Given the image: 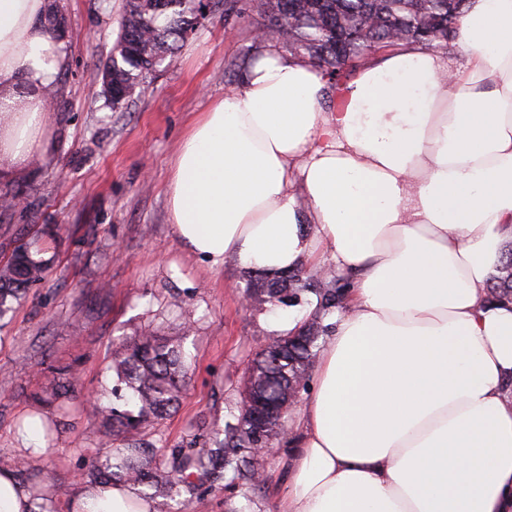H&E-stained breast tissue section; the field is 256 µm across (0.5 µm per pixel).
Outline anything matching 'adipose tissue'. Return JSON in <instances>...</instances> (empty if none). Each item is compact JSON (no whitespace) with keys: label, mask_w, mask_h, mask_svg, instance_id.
<instances>
[{"label":"adipose tissue","mask_w":512,"mask_h":512,"mask_svg":"<svg viewBox=\"0 0 512 512\" xmlns=\"http://www.w3.org/2000/svg\"><path fill=\"white\" fill-rule=\"evenodd\" d=\"M45 7L0 0L7 160L45 145L37 91L63 64ZM455 44L376 55L333 88L266 44L176 156L169 221L188 254L349 283L289 431L281 512H512V303L488 296L512 241V0H469ZM73 505L156 512L124 483Z\"/></svg>","instance_id":"adipose-tissue-1"}]
</instances>
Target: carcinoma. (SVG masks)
<instances>
[{
    "mask_svg": "<svg viewBox=\"0 0 512 512\" xmlns=\"http://www.w3.org/2000/svg\"><path fill=\"white\" fill-rule=\"evenodd\" d=\"M467 2L293 0L289 17L285 15L288 0H250V8L260 17L259 29L271 33L289 53L322 67L337 84L350 78L356 64L368 62L380 50L413 43L448 49ZM198 11V0H124L121 30L113 47L116 57L103 63L110 86L97 93L105 106L118 108L141 89L147 76L172 65L199 23ZM41 22L54 36H61L58 0H50ZM49 264L48 259L34 258L31 242L24 240L0 261V319L44 279ZM277 285L316 297V309L302 322L299 334L272 337L273 345L252 359L253 388L266 401L282 405L288 391L306 388L327 332L323 317L340 307L346 284L336 277L319 281L303 268L278 277L255 270L247 293L261 304L273 305L280 301ZM489 295L512 300V244L505 249ZM189 368L182 343L154 333L112 351L108 371L115 378L111 389L115 401L96 404L90 411L101 419L104 436L113 447L93 459L90 482L145 485L153 490L151 498L168 497L178 484H192L195 476L218 482L228 470L235 478L255 484L253 448L259 437L241 414L226 421L203 448L195 449L192 441L166 460L156 458L143 442V425L167 416L180 402Z\"/></svg>",
    "mask_w": 512,
    "mask_h": 512,
    "instance_id": "1",
    "label": "carcinoma"
}]
</instances>
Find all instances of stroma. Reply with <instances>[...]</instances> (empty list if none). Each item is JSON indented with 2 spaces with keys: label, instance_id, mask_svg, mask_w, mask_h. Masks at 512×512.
<instances>
[{
  "label": "stroma",
  "instance_id": "stroma-1",
  "mask_svg": "<svg viewBox=\"0 0 512 512\" xmlns=\"http://www.w3.org/2000/svg\"><path fill=\"white\" fill-rule=\"evenodd\" d=\"M123 0H59L66 63L58 109L50 111L44 153L0 162V193L19 194L23 207L0 214V257L19 238L57 227L62 242L47 278L31 288L0 327V456L18 481L37 472L60 487L56 512L86 481L103 450L101 427L85 411L120 341L158 330L185 336L191 382L178 408L144 425L162 454L238 412L247 367L271 336L269 320L301 314L306 300L243 305L247 277L235 261L213 267L191 257L168 220L167 184L183 136L236 85L256 41L255 12L216 9L186 40L172 67L148 77L119 110L92 94L101 65L118 37ZM71 367L70 396L57 397L53 377ZM39 409L57 434L38 457L17 446V420ZM288 439L275 440L259 489L242 481L202 487L195 495L156 498L158 512H276L290 474Z\"/></svg>",
  "mask_w": 512,
  "mask_h": 512
}]
</instances>
